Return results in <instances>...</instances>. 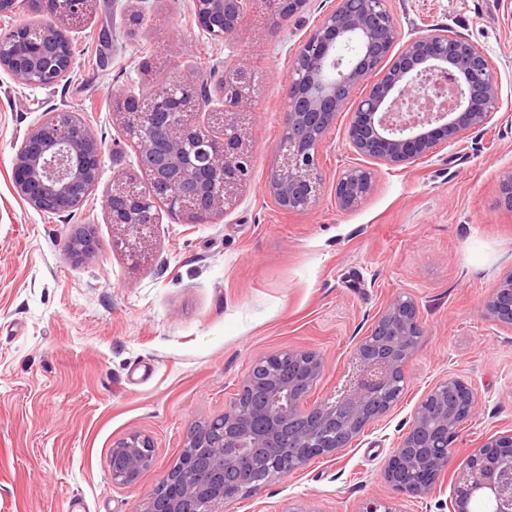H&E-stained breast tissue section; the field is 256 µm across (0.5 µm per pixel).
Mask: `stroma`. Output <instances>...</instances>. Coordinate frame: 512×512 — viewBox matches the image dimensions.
I'll list each match as a JSON object with an SVG mask.
<instances>
[{
	"label": "stroma",
	"mask_w": 512,
	"mask_h": 512,
	"mask_svg": "<svg viewBox=\"0 0 512 512\" xmlns=\"http://www.w3.org/2000/svg\"><path fill=\"white\" fill-rule=\"evenodd\" d=\"M310 0L270 29L250 13L217 42L191 0H95L72 33L67 82L26 87L0 70V512H136L186 445L192 424L224 412L253 361L286 349L321 354L307 396L330 399L358 341L395 298L412 299L422 334L401 400L335 453L225 500L224 512H357L397 498L402 512H448L458 472L489 436L512 431V327L484 304L512 268V210L498 177L512 169V0H388L398 38L451 27L489 58L500 83L485 125L399 167L369 163L346 140L340 113L320 151L318 203L281 208L269 179L284 133L294 48L327 9ZM244 64L256 76L252 173L224 215L180 224L160 213L151 260L116 248L106 211L115 177L139 169L113 121L116 96L155 78L209 79ZM75 110L102 141L96 191L68 220L33 209L14 191L16 151L44 112ZM371 167L372 193L337 208L338 178ZM90 225L96 253L82 264L67 241ZM472 385L471 419L451 461L424 496L382 477L415 405L448 375ZM150 437L156 464L137 486L113 484V446Z\"/></svg>",
	"instance_id": "35a3bbf8"
}]
</instances>
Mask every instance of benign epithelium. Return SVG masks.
I'll return each instance as SVG.
<instances>
[{
    "mask_svg": "<svg viewBox=\"0 0 512 512\" xmlns=\"http://www.w3.org/2000/svg\"><path fill=\"white\" fill-rule=\"evenodd\" d=\"M94 0H28L43 16L37 25L19 24L0 33V69L20 83L47 87L60 83L73 69L74 50L69 32ZM199 26L215 41L235 34L246 11L255 8L270 22L277 17L301 16L310 0H192ZM398 36L387 0H334L317 26L291 55L292 80L287 128L276 149L270 176L274 198L285 210L306 212L319 201L323 174L320 148L339 113L349 111L347 141L359 155L396 167L434 154L456 142L470 129L488 123L498 110L500 87L486 55L466 39L434 30L396 47ZM368 90L352 98L360 85ZM447 84L456 101L446 111L404 112L412 95L429 94ZM221 107L209 112L213 121L196 116L212 95L194 82L154 83L141 96L122 98L114 109L121 132L137 148L140 171L151 195L139 189L138 174L113 181L106 197L108 218L118 242L132 256L149 255L147 246L157 223L155 204L166 207L182 224H200L235 204L251 170L250 109L255 84L246 67L226 66L215 84ZM304 103L299 107L298 103ZM103 149L77 112H50L18 147L13 186L17 195L37 210L71 214L80 209L101 175ZM374 187L373 173L355 167L336 184V206L351 210ZM500 202L512 209V170L499 179ZM92 233L68 242V255L77 264L95 254ZM512 270L499 283L487 311L497 322L512 326ZM421 335L418 309L410 299L397 298L379 317L371 333L354 350L353 371L334 401L313 408L306 404L311 387L324 371L322 356L313 350H283L255 360L235 400L220 415L217 440L202 438L198 448H185L140 512H154L153 503L168 497V512H214L212 507L245 488L303 467L318 455L336 452V440L353 439L366 427L363 409L371 402L390 408L404 392L406 365ZM288 363L295 379L282 386L276 367ZM257 385L271 398L269 432L251 433L247 426V396ZM474 389L455 376L436 383L416 406L412 423L387 460L383 478L395 490L425 495L448 465L456 430L472 415L468 406L450 413L443 405L448 389ZM349 405L347 421L336 407ZM313 419L293 448H283L279 460L263 475L245 471L234 486L224 485L219 472L201 473L196 455L221 454L236 464L263 447L291 419ZM118 465L112 482L134 486L156 462L155 448L145 435L133 433L112 448ZM491 504L494 512H512V432L488 437L468 456L454 483L450 512H471V502ZM358 512H399L385 499L365 500Z\"/></svg>",
    "mask_w": 512,
    "mask_h": 512,
    "instance_id": "7a95c632",
    "label": "benign epithelium"
}]
</instances>
